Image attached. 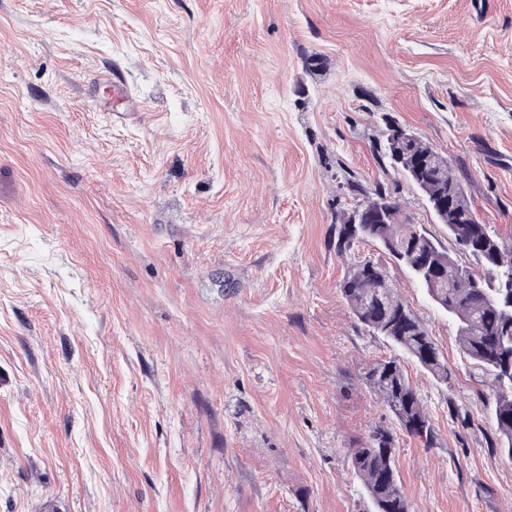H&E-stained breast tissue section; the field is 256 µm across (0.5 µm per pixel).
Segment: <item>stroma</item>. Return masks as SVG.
Wrapping results in <instances>:
<instances>
[{
  "label": "stroma",
  "instance_id": "stroma-1",
  "mask_svg": "<svg viewBox=\"0 0 512 512\" xmlns=\"http://www.w3.org/2000/svg\"><path fill=\"white\" fill-rule=\"evenodd\" d=\"M389 119L512 237V0H0V512H369L350 456L395 422L361 371L394 350L340 291L348 181L471 262L378 164ZM359 254L455 372L404 363L437 432L396 441L411 512H512L492 379ZM96 82L107 84L112 92V97L119 104H124L128 111L134 110L137 106V101L133 96L128 83L123 74L117 70H112L103 76L95 79Z\"/></svg>",
  "mask_w": 512,
  "mask_h": 512
}]
</instances>
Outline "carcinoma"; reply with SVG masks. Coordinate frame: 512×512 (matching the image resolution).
<instances>
[{
	"label": "carcinoma",
	"instance_id": "obj_1",
	"mask_svg": "<svg viewBox=\"0 0 512 512\" xmlns=\"http://www.w3.org/2000/svg\"><path fill=\"white\" fill-rule=\"evenodd\" d=\"M430 154L428 191L447 194L456 188L461 204L437 218L448 230L459 250L471 257L477 268L461 263L422 226L403 217L395 192L382 183L371 194L385 200L383 224H350L349 211L340 212L336 225V252L341 257L364 242L392 241L398 251L389 253L394 264L404 268L434 304L458 323V343L463 354L492 377L496 394L488 404L496 426L492 447L512 459V240L505 239L487 224L477 221L471 202L448 157L434 146L415 139L411 155ZM448 281L444 294L427 287L429 275ZM389 280L388 270L369 256L349 261L341 286L342 295L357 324L385 338L396 354L371 363L363 374L366 387L382 401L400 431L431 448L435 432L423 399L402 365L410 358L438 384L449 387L452 372L444 355L430 336L425 323L411 310L394 288L381 294ZM396 434L377 426L365 443L353 450L351 469L360 479L371 504V512H410L395 467Z\"/></svg>",
	"mask_w": 512,
	"mask_h": 512
}]
</instances>
